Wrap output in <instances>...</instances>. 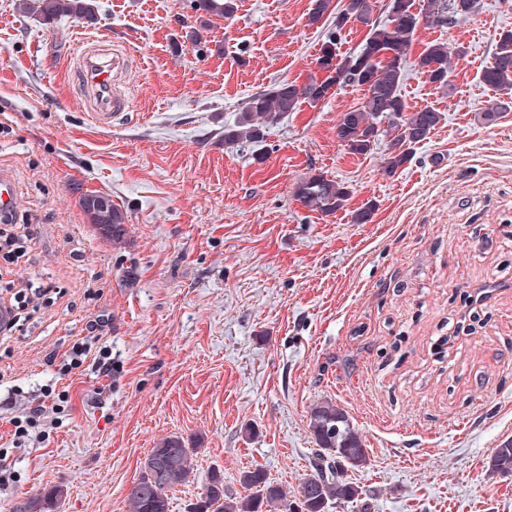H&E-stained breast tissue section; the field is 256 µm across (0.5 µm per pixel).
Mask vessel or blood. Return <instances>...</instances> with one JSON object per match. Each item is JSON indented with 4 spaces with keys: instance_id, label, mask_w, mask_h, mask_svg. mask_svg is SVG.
<instances>
[{
    "instance_id": "vessel-or-blood-1",
    "label": "vessel or blood",
    "mask_w": 512,
    "mask_h": 512,
    "mask_svg": "<svg viewBox=\"0 0 512 512\" xmlns=\"http://www.w3.org/2000/svg\"><path fill=\"white\" fill-rule=\"evenodd\" d=\"M128 68L126 53L103 49L94 43L82 45L77 58V77L90 93L87 111L98 127H110L113 119L130 110L132 102L116 82L117 75Z\"/></svg>"
}]
</instances>
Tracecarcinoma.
Segmentation results:
<instances>
[{"mask_svg":"<svg viewBox=\"0 0 512 512\" xmlns=\"http://www.w3.org/2000/svg\"><path fill=\"white\" fill-rule=\"evenodd\" d=\"M476 7V0H391V24L371 28L360 54L344 58L336 53V38L331 35L322 43L317 62L326 77L304 85L281 82L272 89L252 96L245 104L236 125L224 129V143L264 142L266 130L278 125L297 109L300 101L311 103L325 98L334 85L353 84L365 87L364 105L346 112L336 125V137L353 154L369 152L379 136L391 137L392 149L386 171L395 173L406 164L411 146L426 139L442 118L431 106L411 112L401 94V85L410 65L409 53L418 26L426 22L445 26L443 18L462 16ZM194 9L219 17L234 12L233 0H196ZM24 10L40 17L46 24L67 18L74 23L94 18V0H32ZM370 0H346L343 6L334 0H313L310 24L335 15L340 30L355 19L369 23ZM448 45L428 44L415 59L417 67L433 83L448 84ZM485 85L500 89L512 86V31L499 36L498 51L481 74ZM387 122L380 128L381 122ZM295 196L306 207L333 214L344 206L349 196L347 187L323 175H313L298 183ZM97 194H86L82 206L94 224L112 225V244L119 246L126 235L125 217L115 207L95 209ZM309 428L316 444L310 473L302 478L295 499L288 490L269 480L260 468L242 472L240 484L247 491L232 496L224 490V481L212 478L205 493L188 512H328L331 505L358 503L365 490L348 481L345 471L367 464L368 450L350 424L344 409L324 399L310 408ZM183 438L167 436L157 442L143 462L142 472L128 495L129 512H170L168 492L188 484L193 474L192 454ZM492 474L512 477V439L502 441L489 461ZM63 491L54 487L34 497L31 512H50L61 500Z\"/></svg>","mask_w":512,"mask_h":512,"instance_id":"1","label":"carcinoma"}]
</instances>
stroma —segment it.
Masks as SVG:
<instances>
[{"label": "stroma", "instance_id": "stroma-1", "mask_svg": "<svg viewBox=\"0 0 512 512\" xmlns=\"http://www.w3.org/2000/svg\"><path fill=\"white\" fill-rule=\"evenodd\" d=\"M233 16L193 0H95L88 24L44 25L0 0V176L15 189L0 240V303L21 326L0 340V448L40 388L73 409L9 458L18 486L0 512L54 486L58 512H127L145 458L163 437L193 448L186 512L213 475L243 493L264 469L296 492L313 460L309 409L343 408L368 452L348 470L367 512H512V478L488 471L512 439V89L481 80L512 0H478L445 27L420 25L411 56L448 44V84L409 68L410 110L443 118L395 174L390 140L352 154L336 137L362 87H332L267 130L261 148L228 145L244 103L280 81L319 77L332 24L312 0H235ZM371 24L389 23L370 0ZM371 24L349 21L340 56ZM205 42L194 45L191 29ZM125 48L134 108L97 127L72 78L83 42ZM495 110V121L483 112ZM314 174L349 190L325 215L297 200ZM108 196L125 216L114 247L79 204ZM370 209V220L355 215ZM111 378L59 365L99 316Z\"/></svg>", "mask_w": 512, "mask_h": 512}]
</instances>
